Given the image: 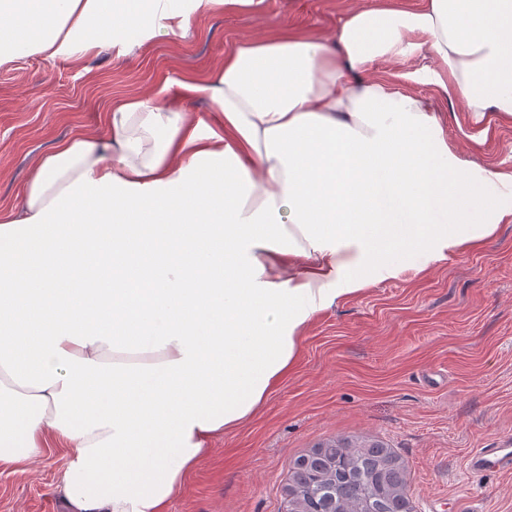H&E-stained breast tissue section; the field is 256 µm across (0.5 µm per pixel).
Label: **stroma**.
<instances>
[{
	"label": "stroma",
	"instance_id": "obj_1",
	"mask_svg": "<svg viewBox=\"0 0 512 512\" xmlns=\"http://www.w3.org/2000/svg\"><path fill=\"white\" fill-rule=\"evenodd\" d=\"M366 0H265L194 19L189 37L117 58L0 66V213L22 199L39 160L77 131L102 130L110 103L176 86L218 66L235 44L287 27L332 33ZM385 64L393 88L433 97L464 164L512 170V119L470 123L461 101ZM512 435V223L478 249L383 280L320 313L295 370L251 420L216 437L169 512H282L294 460L337 436L384 442L403 460L414 512H512V475L473 474L466 458ZM52 444L26 469L0 468V512H67Z\"/></svg>",
	"mask_w": 512,
	"mask_h": 512
}]
</instances>
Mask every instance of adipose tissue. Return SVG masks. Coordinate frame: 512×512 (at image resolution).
<instances>
[{
  "instance_id": "adipose-tissue-1",
  "label": "adipose tissue",
  "mask_w": 512,
  "mask_h": 512,
  "mask_svg": "<svg viewBox=\"0 0 512 512\" xmlns=\"http://www.w3.org/2000/svg\"><path fill=\"white\" fill-rule=\"evenodd\" d=\"M263 2L0 0V66L123 56ZM422 50L409 81L512 118V0H375L329 37L237 44L43 157L0 215V467L55 440L69 512H169L319 313L512 221V172L464 166L431 99L376 76Z\"/></svg>"
}]
</instances>
